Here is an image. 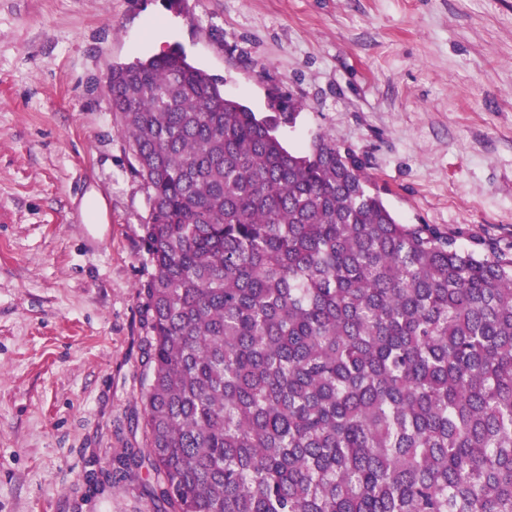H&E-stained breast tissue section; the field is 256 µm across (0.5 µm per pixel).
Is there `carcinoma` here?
I'll return each instance as SVG.
<instances>
[{
    "label": "carcinoma",
    "instance_id": "carcinoma-1",
    "mask_svg": "<svg viewBox=\"0 0 512 512\" xmlns=\"http://www.w3.org/2000/svg\"><path fill=\"white\" fill-rule=\"evenodd\" d=\"M147 188L159 512H512V254L397 219L356 153L181 49L112 67Z\"/></svg>",
    "mask_w": 512,
    "mask_h": 512
}]
</instances>
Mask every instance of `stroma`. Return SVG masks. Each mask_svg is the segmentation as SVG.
Listing matches in <instances>:
<instances>
[{
	"instance_id": "stroma-1",
	"label": "stroma",
	"mask_w": 512,
	"mask_h": 512,
	"mask_svg": "<svg viewBox=\"0 0 512 512\" xmlns=\"http://www.w3.org/2000/svg\"><path fill=\"white\" fill-rule=\"evenodd\" d=\"M158 21L146 36L149 21ZM181 47L393 212L512 252V0H0V512H157L137 477L147 189L105 84Z\"/></svg>"
}]
</instances>
